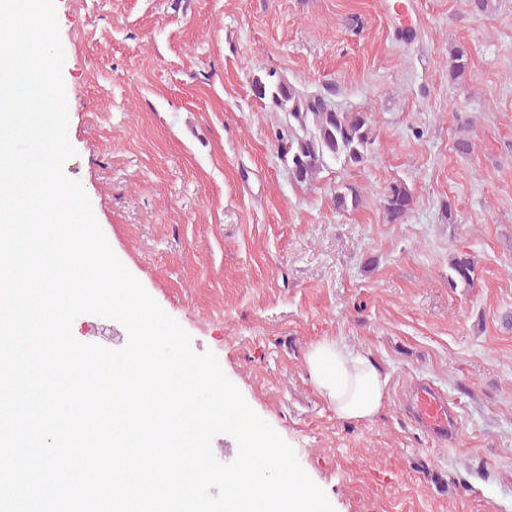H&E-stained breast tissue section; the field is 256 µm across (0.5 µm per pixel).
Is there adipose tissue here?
<instances>
[{"instance_id": "ef3b65f1", "label": "adipose tissue", "mask_w": 512, "mask_h": 512, "mask_svg": "<svg viewBox=\"0 0 512 512\" xmlns=\"http://www.w3.org/2000/svg\"><path fill=\"white\" fill-rule=\"evenodd\" d=\"M305 366L316 392L339 418L361 422L380 412L387 378L371 358L326 338L310 348Z\"/></svg>"}]
</instances>
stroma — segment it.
Segmentation results:
<instances>
[{
	"label": "stroma",
	"instance_id": "35a3bbf8",
	"mask_svg": "<svg viewBox=\"0 0 512 512\" xmlns=\"http://www.w3.org/2000/svg\"><path fill=\"white\" fill-rule=\"evenodd\" d=\"M388 2L55 0L75 151L62 170L334 512H512V0L484 15L413 0L409 42ZM459 47L470 65L454 81ZM271 71L372 113L366 163L294 182L276 139L288 115L255 92ZM395 182L414 194L401 224L380 205ZM347 184L362 203L342 213ZM461 252L474 279L453 288ZM72 334L113 350L129 339L92 314ZM325 338L386 375L372 420L338 418L314 390L305 356ZM420 383L456 413L448 438L411 420Z\"/></svg>",
	"mask_w": 512,
	"mask_h": 512
}]
</instances>
